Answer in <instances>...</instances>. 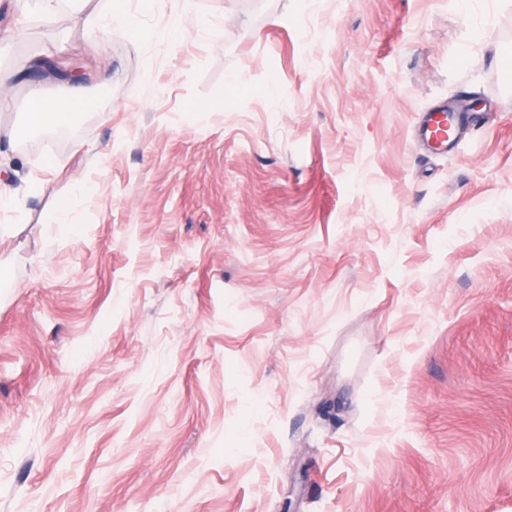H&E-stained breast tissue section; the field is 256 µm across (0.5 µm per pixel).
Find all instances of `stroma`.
Returning a JSON list of instances; mask_svg holds the SVG:
<instances>
[{
  "label": "stroma",
  "mask_w": 512,
  "mask_h": 512,
  "mask_svg": "<svg viewBox=\"0 0 512 512\" xmlns=\"http://www.w3.org/2000/svg\"><path fill=\"white\" fill-rule=\"evenodd\" d=\"M109 3L0 0L110 66L0 143V512H512V0ZM66 1L69 2L70 9L72 12L85 14L84 21L88 27L94 28L103 25L107 40L112 39V25L113 27H115L113 28L114 32L116 29H123L129 26V20L124 14L117 12L112 13V4L110 6V10L107 11H87V5L89 3V0ZM457 118L448 114V106L438 105L424 113L419 128V137L430 148L446 153L457 145ZM448 127L451 134L448 136Z\"/></svg>",
  "instance_id": "1"
}]
</instances>
